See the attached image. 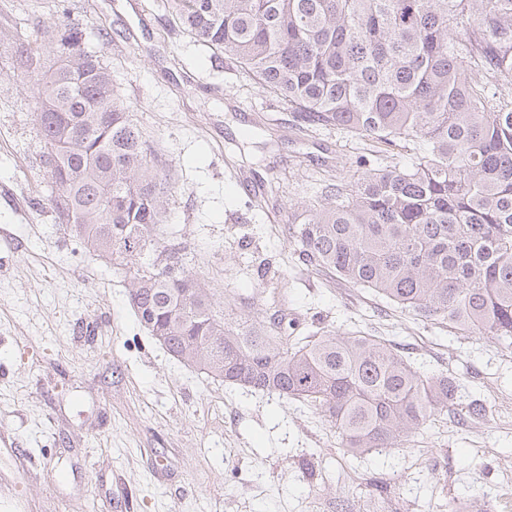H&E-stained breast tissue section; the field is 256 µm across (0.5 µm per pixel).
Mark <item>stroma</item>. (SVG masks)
Instances as JSON below:
<instances>
[{
	"mask_svg": "<svg viewBox=\"0 0 512 512\" xmlns=\"http://www.w3.org/2000/svg\"><path fill=\"white\" fill-rule=\"evenodd\" d=\"M108 56L124 105L172 165L173 243L209 287L257 294L273 257L285 308L395 343L422 372H449L462 406L402 448L343 455L313 408L224 386L171 358L137 320L122 277L36 210L45 168L20 75L0 68V512H512V351L423 326L372 290L303 265L270 208L311 201L327 175L376 158L336 128L295 118L227 58L173 27L161 0H67ZM280 196L251 208L238 175ZM492 405L487 417L466 403Z\"/></svg>",
	"mask_w": 512,
	"mask_h": 512,
	"instance_id": "stroma-1",
	"label": "stroma"
}]
</instances>
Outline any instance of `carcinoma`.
Returning a JSON list of instances; mask_svg holds the SVG:
<instances>
[{"instance_id":"1","label":"carcinoma","mask_w":512,"mask_h":512,"mask_svg":"<svg viewBox=\"0 0 512 512\" xmlns=\"http://www.w3.org/2000/svg\"><path fill=\"white\" fill-rule=\"evenodd\" d=\"M0 32L26 80L48 209L124 275L167 354L229 386L321 410L349 456L398 448L459 399L381 336L317 326L288 336L283 309L220 299L168 243L171 165L120 101L107 43L55 0ZM194 42L227 55L308 126L385 158L288 205L299 258L455 336L512 349V0H165Z\"/></svg>"}]
</instances>
